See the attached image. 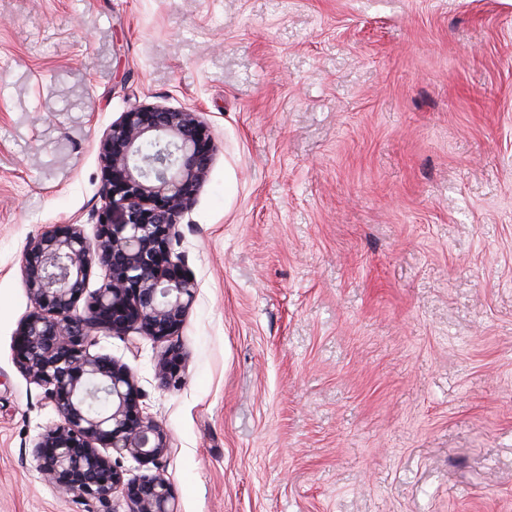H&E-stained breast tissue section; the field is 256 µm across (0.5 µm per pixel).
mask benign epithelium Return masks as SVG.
Returning <instances> with one entry per match:
<instances>
[{"label": "benign epithelium", "instance_id": "obj_1", "mask_svg": "<svg viewBox=\"0 0 512 512\" xmlns=\"http://www.w3.org/2000/svg\"><path fill=\"white\" fill-rule=\"evenodd\" d=\"M214 152L197 113L133 107L112 123L99 146L104 206L95 240L77 224L53 225L24 247L21 272L32 310L18 325L14 359L60 418L34 442L33 457L45 479L77 495L86 512H115L117 492L126 512H179L159 473L167 432L144 414L130 367L90 347L99 332H133L155 342L179 334L197 285L183 262L173 259L171 242ZM94 267L102 281L89 293ZM183 368V351L172 343L155 365V378L162 387L173 385ZM114 453L152 471L127 479L112 462Z\"/></svg>", "mask_w": 512, "mask_h": 512}]
</instances>
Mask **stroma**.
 Returning <instances> with one entry per match:
<instances>
[{
	"label": "stroma",
	"mask_w": 512,
	"mask_h": 512,
	"mask_svg": "<svg viewBox=\"0 0 512 512\" xmlns=\"http://www.w3.org/2000/svg\"><path fill=\"white\" fill-rule=\"evenodd\" d=\"M216 150L173 251L166 349L98 335L169 436L179 512H512V0H0V512H85L14 360L20 261L95 238L99 144L137 105ZM183 368V351L172 343L155 365V378L162 387L176 384L181 378Z\"/></svg>",
	"instance_id": "obj_1"
}]
</instances>
